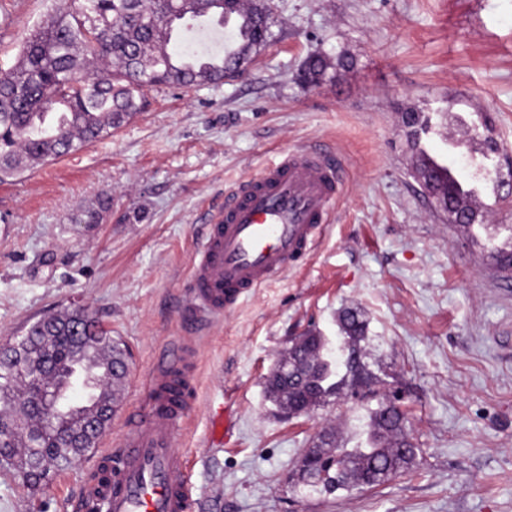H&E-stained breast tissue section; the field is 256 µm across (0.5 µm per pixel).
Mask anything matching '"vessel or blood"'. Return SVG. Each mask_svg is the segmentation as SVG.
I'll use <instances>...</instances> for the list:
<instances>
[{"label": "vessel or blood", "mask_w": 512, "mask_h": 512, "mask_svg": "<svg viewBox=\"0 0 512 512\" xmlns=\"http://www.w3.org/2000/svg\"><path fill=\"white\" fill-rule=\"evenodd\" d=\"M343 167L324 149L281 153L254 178L226 190L209 213L206 240L194 262L188 305L212 318L307 257L340 196ZM194 349L171 347L150 385L151 411L132 414L116 451L112 482L88 479L78 512H191L188 462L173 442L189 406L164 392L174 380L190 384Z\"/></svg>", "instance_id": "b4317fda"}]
</instances>
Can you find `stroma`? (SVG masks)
Instances as JSON below:
<instances>
[{
  "label": "stroma",
  "instance_id": "35a3bbf8",
  "mask_svg": "<svg viewBox=\"0 0 512 512\" xmlns=\"http://www.w3.org/2000/svg\"><path fill=\"white\" fill-rule=\"evenodd\" d=\"M273 40L245 78L160 85L112 136L0 184V346L43 315L86 307L131 352L124 403L100 447H118L128 412L150 408L163 349L196 348L189 414L175 449L189 461L194 512H512V280L488 255L512 246V207L486 186L473 229L433 212L415 178L404 112H431L423 144L462 158L489 121L512 153V0H267ZM54 0H0V66L16 63ZM344 55L325 80H296L308 54ZM321 147L344 192L310 255L196 323L183 296L205 216L226 189L279 152ZM112 196L103 223L77 216ZM367 324L372 375L306 415L277 414L265 378L292 340L325 339L338 375L349 349L339 315ZM396 404L416 448L385 485L326 494L297 469L325 427L367 445L370 415ZM233 422L212 428L214 411ZM93 461L23 485L0 467V512H74Z\"/></svg>",
  "mask_w": 512,
  "mask_h": 512
}]
</instances>
